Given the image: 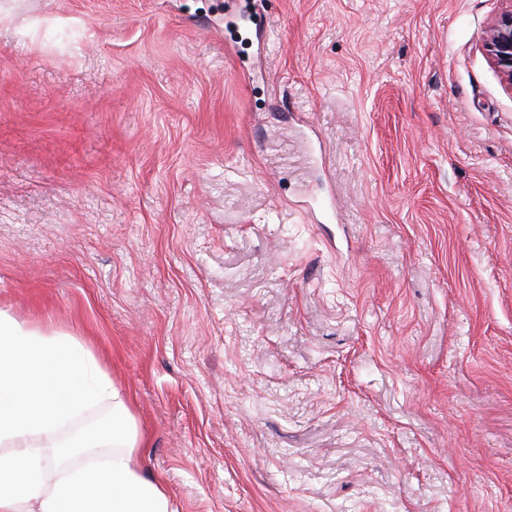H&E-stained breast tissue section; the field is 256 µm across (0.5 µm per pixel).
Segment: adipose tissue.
<instances>
[{"mask_svg":"<svg viewBox=\"0 0 512 512\" xmlns=\"http://www.w3.org/2000/svg\"><path fill=\"white\" fill-rule=\"evenodd\" d=\"M111 402L112 416L56 438L68 421ZM126 398L75 337L48 334L0 311V512H175L157 479L144 477Z\"/></svg>","mask_w":512,"mask_h":512,"instance_id":"ef3b65f1","label":"adipose tissue"}]
</instances>
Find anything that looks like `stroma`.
Instances as JSON below:
<instances>
[{"label": "stroma", "instance_id": "stroma-1", "mask_svg": "<svg viewBox=\"0 0 512 512\" xmlns=\"http://www.w3.org/2000/svg\"><path fill=\"white\" fill-rule=\"evenodd\" d=\"M511 7L0 0V309L178 512H512ZM484 51L495 72L512 91V7L490 26Z\"/></svg>", "mask_w": 512, "mask_h": 512}]
</instances>
